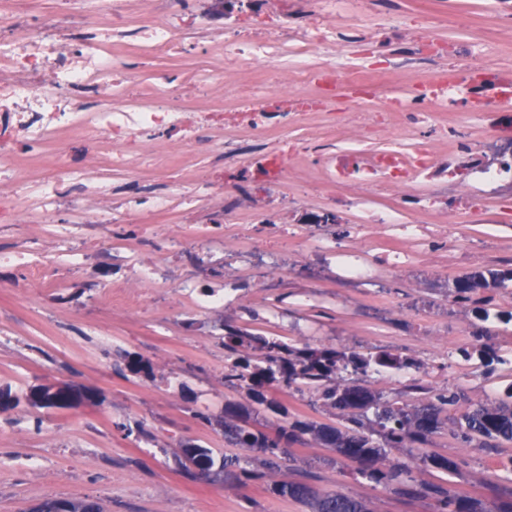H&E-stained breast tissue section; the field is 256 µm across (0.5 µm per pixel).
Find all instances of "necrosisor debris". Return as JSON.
<instances>
[{
  "mask_svg": "<svg viewBox=\"0 0 512 512\" xmlns=\"http://www.w3.org/2000/svg\"><path fill=\"white\" fill-rule=\"evenodd\" d=\"M290 0L288 22L263 20L241 33L239 14L248 0H214L213 15L191 14L189 0H87L86 7L56 0L54 11L39 15L24 0H0V183L11 193L0 200V223L22 215L43 224L75 223L92 213L93 223L115 224L143 211L159 212L178 202L209 238L214 213L234 220L248 209L251 195L223 184L222 169L255 161L269 186L288 176V163L304 144L289 143L288 130L303 116L324 111L328 88L377 100L379 112H354L352 125L374 128L380 112L397 126V137L381 149H360L349 173L334 175L337 196L348 205L372 192H414L423 176L437 191L448 188V170L472 163L480 186L512 189V144L497 139L493 123L483 129L449 126L448 151L440 155L421 131L446 120L456 80L478 74L483 86L500 89L512 82L477 39L451 44L439 32L440 4L424 0L406 16L397 0ZM421 25L419 38L397 43L382 71L363 69L347 77L351 60L365 57L366 30L391 22ZM197 49L206 58L197 70L172 74L148 69L151 61ZM304 84L301 92L280 89L284 67ZM220 86L224 101L208 107L195 121L185 119L184 102L200 87ZM176 136L189 154L209 157L214 178L192 186L163 187L140 181L137 165L152 156L161 133ZM126 151L113 152L115 142ZM97 212H90L92 203ZM386 245L361 248L352 240L359 225L341 239L306 235L310 250L336 264V286L345 291L375 288L384 281L416 277L418 271L451 258L470 260L434 224H403L390 209L375 215ZM282 224H255L229 258L238 271L223 287L199 290L197 310L239 305L244 321L266 318L267 310L248 304L255 288H291L303 302L313 301L307 265L289 263L271 242Z\"/></svg>",
  "mask_w": 512,
  "mask_h": 512,
  "instance_id": "obj_1",
  "label": "necrosis or debris"
}]
</instances>
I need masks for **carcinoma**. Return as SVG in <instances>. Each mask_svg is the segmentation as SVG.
I'll use <instances>...</instances> for the list:
<instances>
[{"mask_svg":"<svg viewBox=\"0 0 512 512\" xmlns=\"http://www.w3.org/2000/svg\"><path fill=\"white\" fill-rule=\"evenodd\" d=\"M512 283V268L466 275L456 281L453 297L470 309L472 316L489 318L486 292ZM224 384L237 391L244 402L224 404V415L214 417L194 411L201 422L219 423L224 441L243 450L241 454L216 457L202 445L182 444L180 466L188 475L198 468L211 478L231 479L239 484L255 477L252 454L262 456L261 465L270 472L281 468L288 448L311 437L336 453L342 462L359 465L358 473L367 482L401 497L421 491L435 500L436 512H482L478 501L448 486L426 483L417 474L426 471L451 473L460 462L440 453H426L412 464L390 462L395 448H425L448 424L464 394L455 388L429 389L410 379L406 388L425 395V402L412 405L399 398L387 399L363 385L370 372H409L416 361L408 356L380 351L371 356L340 350L323 344L290 345L277 336H266L246 326L224 324ZM125 369L135 376L154 379L152 366L130 351L120 353ZM298 384L319 391L323 405L340 412L348 426L339 428L288 415L277 397ZM66 393L61 386L37 385L17 393L0 388V411L21 404L36 409H64ZM282 418V423L253 433L247 424L262 419ZM453 436L474 448H497L512 444V385L499 398L462 415ZM273 494L305 505L311 512H370L364 501L345 493L322 492L309 481H282L270 487ZM103 512L91 499H44L30 512Z\"/></svg>","mask_w":512,"mask_h":512,"instance_id":"obj_1","label":"carcinoma"}]
</instances>
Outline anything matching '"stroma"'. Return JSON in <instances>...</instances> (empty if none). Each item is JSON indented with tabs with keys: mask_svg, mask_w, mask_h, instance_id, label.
Returning a JSON list of instances; mask_svg holds the SVG:
<instances>
[{
	"mask_svg": "<svg viewBox=\"0 0 512 512\" xmlns=\"http://www.w3.org/2000/svg\"><path fill=\"white\" fill-rule=\"evenodd\" d=\"M324 131L322 121L314 116L290 129V137L306 139L309 149L299 164L290 166L288 185L267 189L265 176L254 163L225 172L227 183L254 187L250 208L238 216V223H302L303 212L292 198L303 192L318 213L335 214V223L324 227L326 233L364 222L366 215L359 209L331 206L334 184L311 178L321 166L318 145ZM159 143L169 156L163 166L141 168L143 181H189L195 167L207 163L200 157L186 164L176 139L164 136ZM471 180L467 166L449 169L448 183L459 191L457 202L452 205L447 196L436 195L427 218L413 194H396L384 205L398 210L410 224L425 218L433 224L443 223L452 238L477 253L495 247L512 249V237L492 239L479 233L469 208ZM103 239L131 248L133 255L123 268L113 269L111 253L99 246ZM237 242V233L230 231L221 250L195 251L191 282L222 286L234 274L225 267L224 257L236 249ZM32 243L40 248L49 275L67 279L68 300L59 302L45 289L34 287L26 269H0V386L21 393L36 385L73 383L98 392L100 401L69 410L22 405L0 411V512H28L46 497L94 499L104 512H306L301 504L269 490L273 481L304 477L320 490L362 498L371 512H434L431 498H400L373 486L356 474L354 465L337 462L332 451L312 441L293 446L280 472L262 475L244 486L184 474L178 465L181 442L211 448L218 457L234 452L219 427L203 424L194 412L199 409L220 416L225 403L238 398L224 384L221 339L225 321H238L237 309L200 313L187 296L173 293L152 296L138 310L111 305L104 290L111 287L113 276L141 289L140 273L152 260V247L140 242L132 224H99L90 236L73 238L68 245L44 224L19 223L0 230L2 252L22 250ZM312 263L320 271L316 290L327 298L326 307L301 317L287 302L278 301L273 291L259 288L252 302L278 306L281 316L276 321L254 322L255 330L284 337L291 344L308 340L339 348L348 347L356 338L358 351L364 355L388 349L417 358L432 351L420 337L424 323L419 308L432 306L449 282L488 268L477 257L468 267H449L445 281L435 287L419 288L409 281L376 290L362 288L354 290L348 301L337 297L328 265L318 257ZM383 303L397 309L390 322L371 323L358 312L359 307ZM444 319L449 335L466 336L471 343L499 350L512 343V323L491 319L479 324L471 318L461 324L451 313ZM122 350L149 360L154 379L119 374L116 363ZM424 382L434 389L461 388L466 399L460 410L465 413L500 397L512 383V370L504 366L493 376H484L452 346L447 372L427 376ZM430 448L459 459L461 467L447 475L429 473L427 481L452 485L482 499L485 512H495L496 498L488 484L512 486V471L506 467L512 444L494 452L466 448L445 429L433 438Z\"/></svg>",
	"mask_w": 512,
	"mask_h": 512,
	"instance_id": "obj_1",
	"label": "stroma"
}]
</instances>
